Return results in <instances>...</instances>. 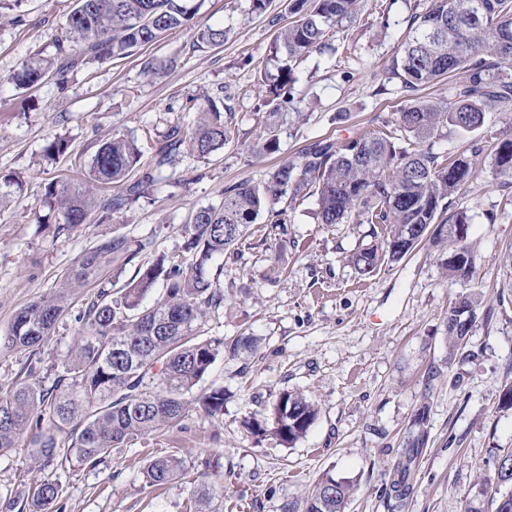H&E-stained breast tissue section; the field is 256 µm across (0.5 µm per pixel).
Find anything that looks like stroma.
I'll list each match as a JSON object with an SVG mask.
<instances>
[{
  "label": "stroma",
  "mask_w": 512,
  "mask_h": 512,
  "mask_svg": "<svg viewBox=\"0 0 512 512\" xmlns=\"http://www.w3.org/2000/svg\"><path fill=\"white\" fill-rule=\"evenodd\" d=\"M72 0H0V174H20L21 187L0 193V335L28 303L51 296L79 256L99 239L126 235L150 241L142 257L180 254V229L201 207L219 206L226 186L264 183L277 165L298 160L308 145L350 141L393 121L413 95L380 73L396 53L410 17L429 0H359L354 20L330 29L325 51L305 57L292 105L304 122L282 124L276 152L252 145L266 113L261 73H275L269 55L271 16L288 14V0H271L265 14L251 0H204L189 26L163 34L130 57L79 66L65 86L54 81L21 89L13 72L34 54L55 52L53 35ZM224 27L223 46L193 50L198 29ZM222 94L239 137L209 163L179 154L147 197L105 222L58 230L41 205L45 185L82 180L97 145L112 135L139 140L143 163L173 124L191 128L204 95ZM66 137L64 157L46 161L43 148ZM456 197L470 218L468 242L476 274L449 276L443 255L422 242L396 262L358 275L349 261L371 243L369 224H321L317 201L288 209V221L260 213L236 250L219 257L222 309L200 326L207 339L251 336L253 351L219 356L198 391L223 387L224 413L194 409L177 425L113 449L94 468L56 471L62 493L53 512H189L205 483L202 461L217 465L224 512H303L323 474L351 481L346 512H495V463L512 449V189L491 183L487 155ZM286 247L288 269L274 255ZM99 288L70 290V305L40 350L0 351V386L35 376L51 385L81 330L77 315ZM477 297L468 353L449 356V309ZM302 391L318 405L307 435L286 448L248 432L245 420L270 418L277 396ZM428 442L412 465V490L399 507L387 499L393 468L406 454L417 414ZM182 458L188 473L161 487L143 471L157 455ZM37 472L27 442L0 456V498H21Z\"/></svg>",
  "instance_id": "stroma-1"
}]
</instances>
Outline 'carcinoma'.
<instances>
[{"mask_svg":"<svg viewBox=\"0 0 512 512\" xmlns=\"http://www.w3.org/2000/svg\"><path fill=\"white\" fill-rule=\"evenodd\" d=\"M466 2L431 0L424 13L411 16L405 40L382 69L384 81L396 80L410 92L462 70L465 79L455 85L451 99L420 98L401 108L393 125L386 122L341 144L330 138L315 142L301 151L299 161L275 168L266 185L232 184L224 188L222 205L197 209L192 223L182 229L185 257L158 255L140 265L117 292L100 289L78 314L81 331L51 386L33 381L0 388V455L15 448L33 422L36 432L30 443L38 470L94 468L112 449L173 426L194 406L211 416L222 414L224 388L198 396L193 390L221 354L248 352L253 339L202 340L198 323L224 306L223 266L214 265V259L243 240L262 210H268L272 223H286L287 210L274 209L273 200L286 195L293 204L314 196L322 224H344L355 217L360 224L385 225L381 242L350 258L363 277L387 260L402 259L425 239L453 251L455 242L441 227L469 223L468 215L454 208V199L477 172L478 151L444 156L422 144L447 128L476 131L489 112L512 113V77L502 75L512 65V0H479L476 18L466 11ZM199 7L191 0H73L55 36L53 57L32 59L10 81L28 88L53 77L62 84L78 65L104 64L156 42L188 24ZM357 7V0H289L288 22L277 29L271 45L277 74L261 78L262 102L271 121L265 136L254 143L255 151L277 150V117L291 98L295 68L312 51L326 48L328 29L352 18ZM226 38L223 27L207 26L198 30L196 47L221 46ZM235 136L232 120L224 119L216 101L209 99L193 128L179 123L170 127L149 167L141 165L136 138L114 135L98 145L85 182L75 187L52 181L44 188L42 203L61 213L62 229L76 232L99 207L96 188L110 185L115 190L99 207L106 220L142 197L156 173L182 149L208 161ZM68 147L66 138L56 136L43 152L54 160ZM490 157L492 181L512 186V138L491 143ZM433 225L440 230H431ZM149 247V241L126 236L98 240L80 255L54 297L32 302L16 314L9 333L0 336V350L42 348L66 310V289L100 280L116 261L124 267L134 263ZM157 287L162 288L160 298L144 305ZM316 418L310 399L285 391L271 421L254 419L246 428L259 440L272 435L288 446L304 437ZM499 459L497 486L512 488V449ZM185 472L181 458L160 455L150 460L143 476L147 485L160 487ZM395 474L392 491L401 498L411 476L410 461L400 463ZM333 480L330 474L321 477L304 512H345L353 486L345 481L334 489ZM59 493L57 482L34 479L25 487L23 502L29 512H51ZM216 494V483L203 485L194 494L192 512H218Z\"/></svg>","mask_w":512,"mask_h":512,"instance_id":"carcinoma-1","label":"carcinoma"}]
</instances>
